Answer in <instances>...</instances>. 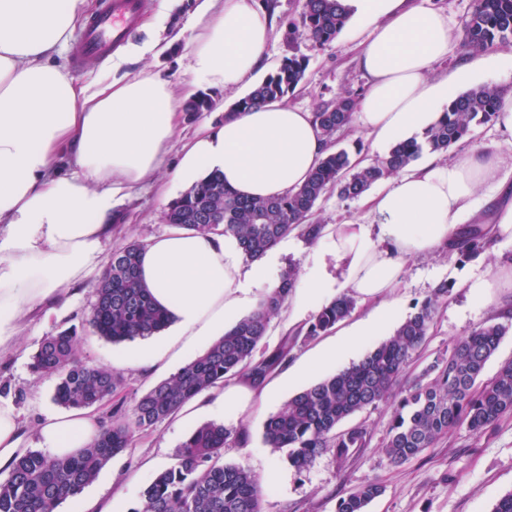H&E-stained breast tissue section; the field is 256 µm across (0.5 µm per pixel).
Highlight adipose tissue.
Listing matches in <instances>:
<instances>
[{"label": "adipose tissue", "mask_w": 512, "mask_h": 512, "mask_svg": "<svg viewBox=\"0 0 512 512\" xmlns=\"http://www.w3.org/2000/svg\"><path fill=\"white\" fill-rule=\"evenodd\" d=\"M86 0H0V350L22 315L56 301L102 267V240L112 229V198L161 170L182 115L170 83L129 77L130 60L163 52L160 41L129 45L112 64V79L78 86L52 61L70 40ZM371 36L358 53L367 88L353 128L375 142H396L435 122L456 89L512 67V51L471 54L442 77L448 53L445 16L416 0H346ZM190 69L197 82L235 89L251 80L271 34L261 0H200L190 16ZM310 112L280 101L226 115L183 148L173 173L189 187L217 173L250 197H282L303 184L326 155ZM68 156L73 172L57 166ZM512 155L475 146L442 161L430 156L367 198L371 224L325 227L292 295L314 310L330 296L387 299L356 338L380 335L397 315L392 295L401 261L452 244L479 212L475 191L501 189ZM335 256L339 275L328 270ZM275 250L246 260L231 236L175 228L141 251L140 274L153 298L177 321L173 338L137 357L152 364L175 345L196 348L223 335L226 323L252 308V287L279 284ZM99 432L87 409L48 414L36 436L50 455L75 454Z\"/></svg>", "instance_id": "obj_1"}]
</instances>
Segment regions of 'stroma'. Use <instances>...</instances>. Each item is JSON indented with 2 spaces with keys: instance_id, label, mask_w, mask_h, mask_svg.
Listing matches in <instances>:
<instances>
[{
  "instance_id": "35a3bbf8",
  "label": "stroma",
  "mask_w": 512,
  "mask_h": 512,
  "mask_svg": "<svg viewBox=\"0 0 512 512\" xmlns=\"http://www.w3.org/2000/svg\"><path fill=\"white\" fill-rule=\"evenodd\" d=\"M301 3L302 0H276L272 37L257 75L265 77L292 53L306 55L309 65L305 79L284 102L311 112L319 99L330 98L345 89L365 87L366 78L357 65L356 55L358 40L366 39L367 34L359 32L357 41L353 42L349 31H342L324 49L306 38L287 42L288 23L299 13ZM189 51L186 40L182 39L177 41L175 49L132 61L126 70L132 74L159 75L171 83L178 95L188 99L201 90L188 69ZM245 93L242 87L217 90L213 93L216 100L213 111L200 115L183 113L167 146L164 171L113 197L112 208L122 220L113 225L111 235L105 239L104 255H111L113 250L133 241L147 243L152 237L169 231L163 212L170 198L183 190L182 185L173 182L172 176L184 144L202 126L223 123L225 112ZM314 216L324 225L373 221L363 199L345 200L333 192L316 202ZM511 267L512 241L503 239L492 241L488 249L471 259L444 250L403 259L399 285L394 292L401 316L413 313L439 284H448L450 292L438 306L423 347L404 369L399 389H407L436 358L447 355L454 342L496 319L502 311L512 309V288L498 289L495 302L482 307L473 304L461 286L462 281L487 276L497 268ZM98 281V276L93 275L79 283L71 300L57 304L51 316H44L37 310L23 318L11 351L0 356V396L14 403L20 420L22 449H37L35 427L39 418L59 410L52 400L54 379L32 374L30 356L45 336L85 322L95 300ZM374 308V302L355 298L351 315L338 323L335 331L298 341L287 365L291 368L308 365L307 376L288 384L281 383L279 376H272L274 400L253 398L245 414L225 419L226 427H246L248 441L243 445L227 443L224 463L245 466L259 476L264 512H336L341 497L368 483L384 488L383 494L371 502L368 512H491L497 499L512 491V413L501 417L493 428L480 435L464 427L452 430L433 447L399 464L390 463L382 451L394 411L390 401L347 419V426H363L370 435L368 447L347 461H339L335 455L326 453L306 470L298 472L288 465L281 453L264 443V424L268 417L290 396L333 374V367L311 366L314 350L335 341L338 333L351 329L357 319L371 316ZM137 347L134 341L114 344L91 334L82 341L78 350L80 359L111 367L126 381L124 388L111 400L94 406L99 421L111 420L116 405L131 409L142 393L173 376L194 356L193 351L187 350L165 357L148 369L124 363V356ZM210 419V414L184 410L152 429L137 432L131 450L113 458L92 485L61 503L57 512H76L80 499L99 495L107 499L119 496L123 512H128L155 473L173 464L176 450L186 436Z\"/></svg>"
}]
</instances>
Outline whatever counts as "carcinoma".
<instances>
[{
  "label": "carcinoma",
  "mask_w": 512,
  "mask_h": 512,
  "mask_svg": "<svg viewBox=\"0 0 512 512\" xmlns=\"http://www.w3.org/2000/svg\"><path fill=\"white\" fill-rule=\"evenodd\" d=\"M347 21L342 0H302L298 17L288 23L286 39L291 42L305 34L315 44L326 46L336 40ZM511 43L512 0H473L462 24L464 54ZM307 67L303 55L284 58L274 72L235 101L232 110L283 99L300 85ZM361 96L358 90H345L317 103L313 115L329 151L297 189L278 199H248L213 174L173 199L164 219L178 227L232 235L250 259L262 257L297 228L313 242L322 230L312 218L313 208L327 191L334 189L343 199H356L372 185L397 176L423 153L448 152L473 126L496 119L502 91L496 85H486L457 95L422 135L393 144L364 166L353 159L362 151L361 142H355L353 152L337 147L340 135L353 122ZM214 104L211 94L200 92L186 102L184 111L202 114L212 111ZM485 224V219L467 224L455 245L457 254L471 258L484 251ZM141 249V244L132 242L112 252L95 289L86 325L112 343L157 336L173 323L138 278ZM296 279V269L283 271L279 287L265 295L255 310L224 330L223 336L172 377L143 393L131 413L116 414L112 422L101 425L83 453L60 458L28 450L15 456L9 463L8 478L0 481V512H56L62 501L92 484L113 457L132 448L135 433L171 417L196 395L226 381L266 383L286 363L299 336H320L354 309L350 297L340 296L295 335H287L273 350L257 354L271 318L284 307ZM448 292V284L439 285L359 362L293 395L265 422V444L282 453L299 472L324 452L346 459L367 447L365 428L341 431L339 426L357 412L390 398L412 354L425 342L433 315ZM508 330L507 323H484L455 343L448 357L436 360L406 390L384 445L391 462L416 457L461 426L481 434L512 412L511 362L492 379L479 383L487 361ZM79 339L77 327L62 329L45 337L30 358L34 374L56 379L53 401L69 410L108 400L124 386L120 373L78 358ZM231 440L245 443L246 430L212 421L197 426L179 446L174 464L153 478L130 512H263L259 477L245 467L220 463L224 446ZM382 493L381 485L366 484L341 498L336 512H367L368 504Z\"/></svg>",
  "instance_id": "carcinoma-1"
}]
</instances>
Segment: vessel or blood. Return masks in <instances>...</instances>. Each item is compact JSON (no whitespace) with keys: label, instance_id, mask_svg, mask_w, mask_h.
<instances>
[{"label":"vessel or blood","instance_id":"b4317fda","mask_svg":"<svg viewBox=\"0 0 512 512\" xmlns=\"http://www.w3.org/2000/svg\"><path fill=\"white\" fill-rule=\"evenodd\" d=\"M143 0H105L102 10L85 25L76 44L75 68L109 57L133 31Z\"/></svg>","mask_w":512,"mask_h":512}]
</instances>
